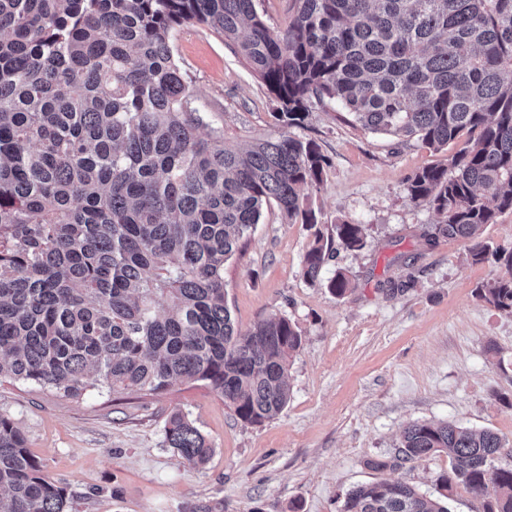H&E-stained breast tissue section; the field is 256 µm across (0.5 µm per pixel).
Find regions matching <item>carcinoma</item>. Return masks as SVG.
<instances>
[{
	"mask_svg": "<svg viewBox=\"0 0 512 512\" xmlns=\"http://www.w3.org/2000/svg\"><path fill=\"white\" fill-rule=\"evenodd\" d=\"M256 0H0V380L65 397L165 393L201 382L242 421L288 404L297 327L271 316L242 333L224 304V264L274 202L291 221L327 160L286 134L246 148L224 141L176 63L174 32L205 24L274 95L275 118L300 126L334 102L374 133L415 137L448 164L410 178L408 195L439 216L431 236L470 243L512 211V0H290L281 30ZM315 231L304 276L319 278L333 240L359 251V224ZM350 279L337 272L338 297ZM479 297L512 314V276ZM165 441L194 468L213 448L171 411ZM490 430L409 425L374 470L445 453V498L463 485L482 512H512V466ZM0 512H69L23 433L0 413ZM342 512H451L401 481L350 491Z\"/></svg>",
	"mask_w": 512,
	"mask_h": 512,
	"instance_id": "carcinoma-1",
	"label": "carcinoma"
}]
</instances>
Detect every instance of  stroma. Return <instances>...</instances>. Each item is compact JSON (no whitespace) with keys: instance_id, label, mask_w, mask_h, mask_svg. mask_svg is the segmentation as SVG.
I'll return each mask as SVG.
<instances>
[{"instance_id":"35a3bbf8","label":"stroma","mask_w":512,"mask_h":512,"mask_svg":"<svg viewBox=\"0 0 512 512\" xmlns=\"http://www.w3.org/2000/svg\"><path fill=\"white\" fill-rule=\"evenodd\" d=\"M173 55L200 105L233 145L275 137L274 96L203 24L180 27ZM289 135L314 141L327 160L311 192L324 235L335 224L362 225L366 245L336 249L317 282L303 273L311 230L265 205L243 249L224 265V302L248 331L277 314L302 334L288 367L290 399L275 419L248 424L203 383H174L156 397L118 399L88 388L78 399L0 383V413L27 438L43 473L64 487L73 512H189L223 501L224 512H341L355 487L402 481L437 498L446 454L376 471L369 460L398 447L414 422L455 421L489 429L512 465V316L479 298L492 278L512 275V211L486 225L492 249L479 264L469 245L429 233L438 221L412 202L407 185L423 168L444 165L440 150L369 132L334 104L314 106ZM353 288H328L336 271ZM182 410L213 455L189 466L165 442L168 414Z\"/></svg>"}]
</instances>
